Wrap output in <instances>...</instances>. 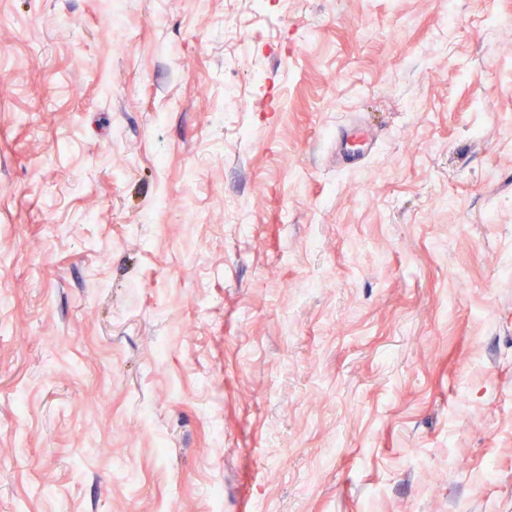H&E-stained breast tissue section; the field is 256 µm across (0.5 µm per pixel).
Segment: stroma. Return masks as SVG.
Listing matches in <instances>:
<instances>
[{
  "label": "stroma",
  "instance_id": "stroma-1",
  "mask_svg": "<svg viewBox=\"0 0 512 512\" xmlns=\"http://www.w3.org/2000/svg\"><path fill=\"white\" fill-rule=\"evenodd\" d=\"M444 7L0 0V512H512V0Z\"/></svg>",
  "mask_w": 512,
  "mask_h": 512
}]
</instances>
